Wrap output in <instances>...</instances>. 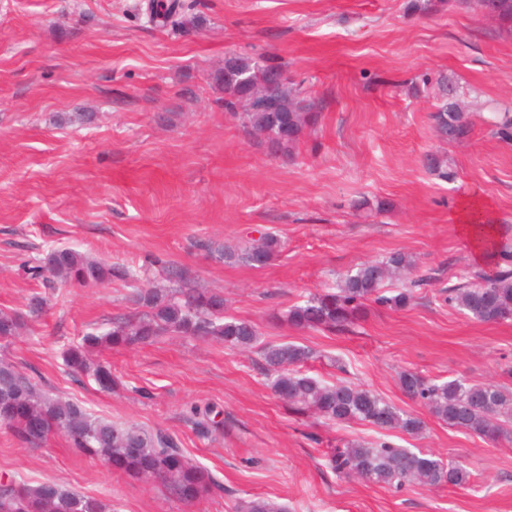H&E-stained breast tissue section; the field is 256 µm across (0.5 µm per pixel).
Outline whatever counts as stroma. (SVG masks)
Masks as SVG:
<instances>
[{"instance_id": "1", "label": "stroma", "mask_w": 512, "mask_h": 512, "mask_svg": "<svg viewBox=\"0 0 512 512\" xmlns=\"http://www.w3.org/2000/svg\"><path fill=\"white\" fill-rule=\"evenodd\" d=\"M147 3L0 0V311L27 316L0 339V358L98 416L170 436L219 487L187 504L62 436L31 447L4 428L0 481L58 482L112 512H238L254 498L287 512H512V440L451 428L398 383L412 370L512 387V321L483 323L446 300L479 268L451 220L468 200L495 223L487 270L512 259V142L491 125L512 113V37L452 0L426 16L407 12V0H197L193 24L176 30L150 22ZM230 53L284 65L315 105L319 123L290 156L225 112L215 78ZM425 73L463 90L466 142L435 137L434 100L414 90ZM435 151L454 179L424 168ZM264 233L280 243L267 265L221 256ZM63 246L105 265L135 263L140 280L46 288L24 274L25 261ZM394 252L430 279L408 305L370 306L342 334L279 321ZM165 265L222 294L259 345L308 346L312 375L364 385L420 418L421 433L295 412L272 392L257 348L220 340L165 335L96 352L112 366L108 392L75 376L67 348L136 313L134 287L166 285ZM36 296L43 306L32 316ZM381 438L463 464L473 486L395 493L330 468V448Z\"/></svg>"}]
</instances>
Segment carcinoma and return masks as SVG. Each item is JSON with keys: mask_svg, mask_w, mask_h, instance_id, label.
Segmentation results:
<instances>
[{"mask_svg": "<svg viewBox=\"0 0 512 512\" xmlns=\"http://www.w3.org/2000/svg\"><path fill=\"white\" fill-rule=\"evenodd\" d=\"M479 14L491 10L492 20L502 33L512 34V0H456ZM196 0H172L171 3L148 4L149 20L161 26L185 27L194 19ZM283 71L280 64L258 62L240 55L234 68H224L217 81L224 87V111L238 119L243 130L265 134L272 149L286 155L304 130L314 127L319 112L290 80L275 87L267 85L269 72ZM271 92L280 101L281 111L264 112L244 108L247 95ZM436 109L431 113L435 135L450 144L465 141L471 124L458 86L441 77L435 81ZM493 125L496 134L512 141V116L505 112ZM277 239L263 236L259 243L240 253L228 251L224 256L251 265L263 266L278 250ZM412 262L396 252L380 261L361 264L343 275L336 287L306 297L293 305L285 321L297 329L345 331L360 320L366 304L375 302L405 306L412 292L392 296L383 292L385 280L399 277ZM34 279L57 280L89 286L109 277L126 281L138 278L137 269L128 264L105 266L67 247L50 250L40 264L28 268ZM175 288H138L132 302L146 311L112 323L104 331L86 333L69 347L65 362L73 371L91 377L103 391L112 390V367L92 361L94 347L130 346L151 342L174 333L207 340L217 339L239 348L250 349L257 338L254 325L246 320L224 315V297L218 293L184 285L185 272L168 270ZM448 304L471 318L485 323L512 320V267L505 266L491 275L477 273L473 281L448 289ZM25 325V314L0 312V339L16 335ZM271 388L297 411L311 409L330 421H360L382 430H403L417 434L421 419L401 411L372 390L352 382L327 385L302 371L314 358V351L294 343L268 344L262 349ZM403 392L427 407L448 426L497 441L508 435L512 424V389L493 381L472 383L456 378L438 383L419 372L404 370L398 374ZM0 426L8 428L24 444L39 445L53 433L63 434L70 444L90 457L97 458L114 470L132 478H154L163 483L180 500L190 503L218 487L215 479L202 467L192 464L181 449L159 431L124 427L93 415L84 405L64 400L45 391L29 375L7 360H0ZM337 474L368 481L396 490L407 484L439 488L446 485L467 487L472 473L461 464L439 458L388 441L367 444L352 440L330 459ZM0 512H112L106 501L80 495L56 483L30 485L9 481L0 486ZM243 512H285L284 507L264 498L243 505Z\"/></svg>", "mask_w": 512, "mask_h": 512, "instance_id": "cac0c4a2", "label": "carcinoma"}]
</instances>
